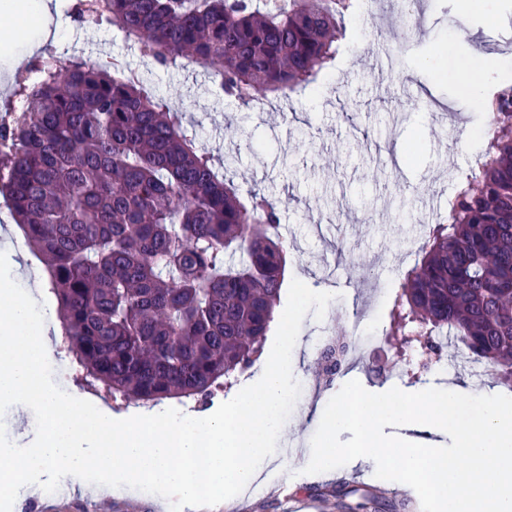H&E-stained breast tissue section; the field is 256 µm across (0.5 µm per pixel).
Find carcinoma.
Masks as SVG:
<instances>
[{"mask_svg": "<svg viewBox=\"0 0 512 512\" xmlns=\"http://www.w3.org/2000/svg\"><path fill=\"white\" fill-rule=\"evenodd\" d=\"M354 0H76L159 66L214 68L255 109L314 83L346 40ZM0 106V197L42 256L67 350L114 402L208 403L261 356L285 284L282 212L243 200L184 114L123 68L80 58ZM486 150L429 227L390 318L439 356L446 333L512 384V87L488 108Z\"/></svg>", "mask_w": 512, "mask_h": 512, "instance_id": "cac0c4a2", "label": "carcinoma"}]
</instances>
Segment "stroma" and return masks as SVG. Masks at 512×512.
Here are the masks:
<instances>
[{"label":"stroma","instance_id":"stroma-1","mask_svg":"<svg viewBox=\"0 0 512 512\" xmlns=\"http://www.w3.org/2000/svg\"><path fill=\"white\" fill-rule=\"evenodd\" d=\"M73 0H52L53 38L25 57L31 65L45 53L101 62L122 60L185 113L202 144L229 163L228 174L241 197L260 190L280 202L281 234L288 240L287 278L331 293L322 319L306 315L299 330L294 378L304 384L280 444L310 448L325 408L343 383L357 379L367 391L399 387L419 392L435 380L420 368V356L390 329L393 296L417 259L405 245L423 231V202L447 213L459 186L464 159L483 149L479 135L488 115L471 109L462 83L480 89L481 71L463 75L457 56L472 54L512 63V0H477L465 34L457 0H420L423 19L406 49L388 36L405 18L402 0H356L347 18V39L334 66L316 83L285 98H270L265 109L247 110L227 99L206 67H156L111 24H88L70 13ZM433 62L421 81L412 74L419 58ZM368 320L367 338L352 336L351 319ZM348 332L352 351L340 379L325 385L316 372L314 340L325 332ZM62 335L49 333L53 380L68 392L89 395L119 419L141 413L137 402L115 404L87 386L84 372L61 348ZM263 491L211 512H288L289 501L313 503L317 512H358L374 497V512H421L414 489L366 473L339 469L329 479L303 474L281 453L267 459ZM12 512H170L159 496L143 491L96 499L80 485L38 491L15 501Z\"/></svg>","mask_w":512,"mask_h":512}]
</instances>
